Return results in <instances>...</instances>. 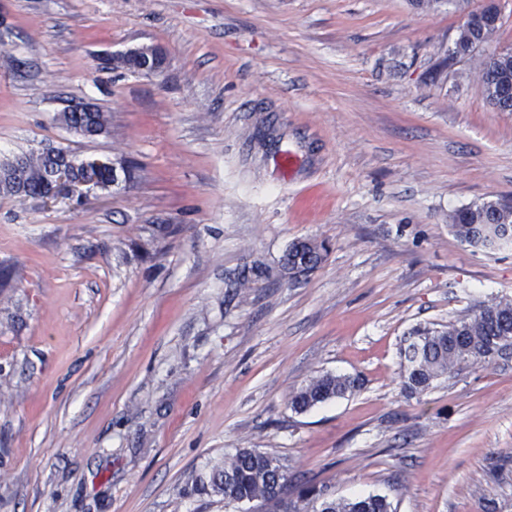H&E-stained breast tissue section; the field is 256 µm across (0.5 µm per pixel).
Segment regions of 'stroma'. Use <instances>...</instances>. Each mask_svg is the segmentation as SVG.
I'll list each match as a JSON object with an SVG mask.
<instances>
[{
  "mask_svg": "<svg viewBox=\"0 0 512 512\" xmlns=\"http://www.w3.org/2000/svg\"><path fill=\"white\" fill-rule=\"evenodd\" d=\"M453 0H0V161L136 168L86 200L0 195V512H225L186 479L239 448L396 512H512V354L401 386L398 346L512 302V112L449 62ZM158 45L165 72L104 68ZM91 104L106 132H69ZM295 165L283 172L280 161ZM322 262L289 278L299 240ZM353 395L297 414L326 373ZM147 47L151 48L150 54L153 57L154 64L152 67H138L139 74L144 77H153L161 73L167 66V54L164 49L158 46H140L129 49L125 52L112 54V57L108 60V64L112 66V58L114 57L117 59L121 56L132 59L136 62L144 53V49ZM448 219L460 242L478 248V236L486 225H509L512 229V204L500 200L473 203L455 210ZM361 385L357 376L326 373L296 390L291 396L290 406L296 413H305L324 402L353 394Z\"/></svg>",
  "mask_w": 512,
  "mask_h": 512,
  "instance_id": "stroma-1",
  "label": "stroma"
}]
</instances>
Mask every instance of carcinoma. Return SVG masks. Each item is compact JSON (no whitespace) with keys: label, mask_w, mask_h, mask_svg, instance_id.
Wrapping results in <instances>:
<instances>
[{"label":"carcinoma","mask_w":512,"mask_h":512,"mask_svg":"<svg viewBox=\"0 0 512 512\" xmlns=\"http://www.w3.org/2000/svg\"><path fill=\"white\" fill-rule=\"evenodd\" d=\"M492 37L487 25L465 21L448 50V62L474 57L476 47ZM478 68L479 91L484 99L500 112H512V49L480 56ZM60 120L64 125H79L100 134L109 124L107 113L99 109L81 112L77 106L61 113ZM52 167L53 160L41 151L23 154L18 169L11 160L1 163L0 195H42ZM448 219L456 238L475 248L486 225L512 227V204L500 200L473 203L455 210ZM323 250V245L315 241H296L285 254L283 265L296 277L315 268L323 259ZM510 346L511 302L483 306L475 314L439 328L416 326L399 348L403 388L411 394L423 393L439 378L488 364ZM360 388L357 376L326 373L296 390L290 406L296 413H305ZM182 494L218 497L224 500L226 509H240L248 504L252 509L264 508L267 512H396L385 495L339 499L330 496L325 484L298 485L294 483L288 459L261 448H239L235 454L211 465L206 474L190 476Z\"/></svg>","instance_id":"1"}]
</instances>
